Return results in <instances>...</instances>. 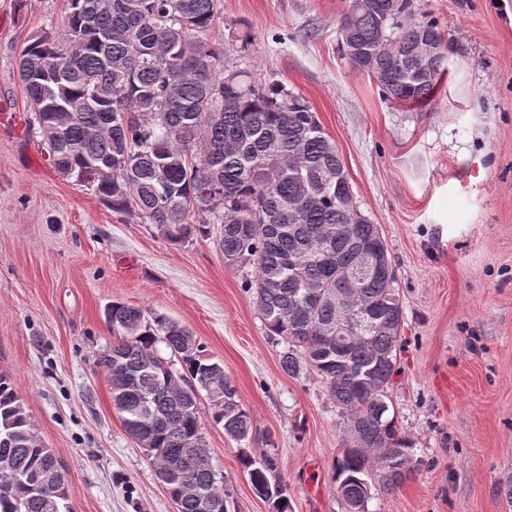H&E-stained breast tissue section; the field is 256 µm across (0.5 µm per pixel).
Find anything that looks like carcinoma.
I'll list each match as a JSON object with an SVG mask.
<instances>
[{"mask_svg": "<svg viewBox=\"0 0 512 512\" xmlns=\"http://www.w3.org/2000/svg\"><path fill=\"white\" fill-rule=\"evenodd\" d=\"M355 0L337 21L349 63L399 106L429 105L448 61L436 21L411 0ZM66 28L31 36L17 61L20 81L48 160L118 213L133 212L170 241L217 225L230 266H252L257 309L287 346L282 370H306L324 383L346 430L334 464L336 491L366 512L369 473L394 489L411 472V442L390 413L404 310L378 225L353 219V189L336 145L301 96L281 83L259 84L224 65L205 40L220 0H68ZM392 27L401 45L387 41ZM440 45L435 68L412 71L415 43ZM402 51L406 64L394 53ZM347 232L336 234V228ZM112 345L99 358L112 406L126 433L150 456L156 476L193 473L205 499L230 512L210 460L199 414L239 445V460L269 512H288L277 459H257L250 414L235 399L224 363L203 354L192 333L165 314L125 302L106 309ZM169 350L161 355L159 345ZM0 464L20 473L59 471L53 492L69 501L54 451L34 431L10 377L0 373ZM179 512H207L180 494ZM0 512H57L0 476Z\"/></svg>", "mask_w": 512, "mask_h": 512, "instance_id": "1", "label": "carcinoma"}]
</instances>
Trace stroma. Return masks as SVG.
I'll list each match as a JSON object with an SVG mask.
<instances>
[{
	"mask_svg": "<svg viewBox=\"0 0 512 512\" xmlns=\"http://www.w3.org/2000/svg\"><path fill=\"white\" fill-rule=\"evenodd\" d=\"M412 5L451 42L446 82L422 108L389 104L345 59L346 0H222L206 38L310 103L387 242L405 316L390 398L413 470L392 490L373 477L367 512H512V0ZM67 13L68 0H0V104L17 117L0 124V372L61 460L75 512L174 509L96 366L115 300L166 314L223 361L289 512H348L333 479L340 417L317 376L282 371L253 268L225 264L214 236L172 243L113 212L59 176L29 131L17 51ZM199 408L233 512H268L209 400Z\"/></svg>",
	"mask_w": 512,
	"mask_h": 512,
	"instance_id": "obj_1",
	"label": "stroma"
}]
</instances>
